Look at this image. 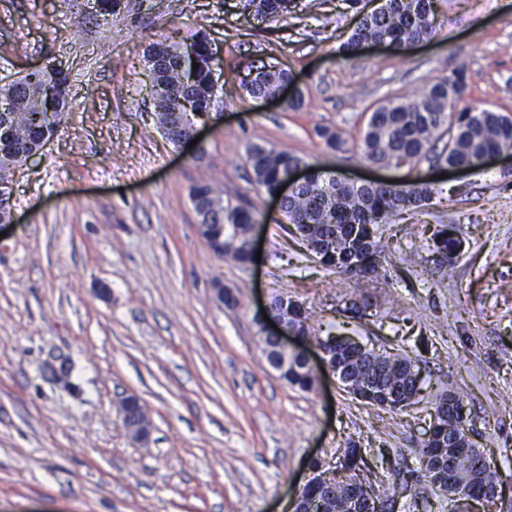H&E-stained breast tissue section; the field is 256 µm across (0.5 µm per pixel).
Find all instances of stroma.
I'll return each mask as SVG.
<instances>
[{
	"mask_svg": "<svg viewBox=\"0 0 512 512\" xmlns=\"http://www.w3.org/2000/svg\"><path fill=\"white\" fill-rule=\"evenodd\" d=\"M305 2L261 24L247 0H137L106 19L95 0H0V87L49 66L68 73L66 110L15 172V221L0 227V512H289L310 460L334 467L353 443L388 486L387 470L415 464L446 390L497 470L500 497L472 512H512V166L436 180L429 206L386 225L383 276L349 279L306 257L246 164L260 144L342 179L395 178L326 148L315 128L355 142L382 100L457 67L469 104L512 117V0H436L432 39L351 59L337 49L375 0ZM199 30L218 81L202 156L160 130L146 63L149 43ZM259 58L288 70L300 109L245 92ZM198 184L253 209L259 261L224 260L199 236ZM443 224L463 246L435 273L427 248ZM219 283L235 307L216 300ZM277 294L308 307L312 335L334 321L374 349L419 356L421 401L389 411L352 398L313 345V389L285 384L255 321ZM351 297L370 319L343 314ZM129 394L152 420L147 443L123 426Z\"/></svg>",
	"mask_w": 512,
	"mask_h": 512,
	"instance_id": "obj_1",
	"label": "stroma"
}]
</instances>
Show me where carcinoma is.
Here are the masks:
<instances>
[{
    "mask_svg": "<svg viewBox=\"0 0 512 512\" xmlns=\"http://www.w3.org/2000/svg\"><path fill=\"white\" fill-rule=\"evenodd\" d=\"M99 15H113L130 9L128 0H97ZM248 6L262 19L291 13L293 0H248ZM434 0H386L384 8L366 14L338 53L351 59L368 41L382 40L396 48L434 35ZM146 61L156 87L155 112L162 132L173 143L184 135L177 128L186 111L208 113L216 97L213 81V53L206 35L196 36L188 46L153 42ZM199 64L192 69V63ZM290 75L284 69L262 66L244 84L252 97H275ZM67 82L63 70L50 68L19 78L0 89V160L14 161L40 146L45 133H54L57 117L65 104L49 93L48 87ZM463 68L452 70L439 81L412 97H391L371 112L360 140L347 146L335 131L321 127L316 135L334 151L359 154L380 167H398L408 172L399 183L353 184L314 170L305 183L295 187L283 200L282 212L314 261L340 277L375 274L382 268L385 245L381 226L402 211L420 209L433 198L434 188L411 177L412 167L427 160L435 165L455 163L477 167L490 154L512 147V119L491 109L474 119V108L464 106L448 111V104L462 102L467 93ZM302 159L286 151L253 145L247 150V166L255 183L271 194ZM191 202L207 210L209 219L200 227L215 253L238 264L250 260L248 239L256 215L248 207L223 202L210 185L192 188ZM461 242L448 225H442L432 239L430 251L437 265L453 264ZM272 309L285 317L286 325L301 336L309 335V314L298 300L282 294L271 300ZM330 367L357 385L350 395L368 405L390 411L408 406L421 391L419 359L407 354L376 355L359 342L347 343L333 333L315 338ZM285 382L310 390L315 377L302 357L295 355L278 368ZM417 468H406L403 487L409 480L428 482L439 496L451 503L448 512H459L464 500L495 498L496 473L483 451L469 438L468 413L462 398L450 391L434 402L431 432L417 449ZM460 466L469 478L460 483L448 472ZM368 469L357 444L346 449L340 469L331 472L328 484L305 492L316 502L314 512H393L396 501L381 491L374 493L373 506L361 504L351 495L360 472Z\"/></svg>",
    "mask_w": 512,
    "mask_h": 512,
    "instance_id": "1",
    "label": "carcinoma"
}]
</instances>
